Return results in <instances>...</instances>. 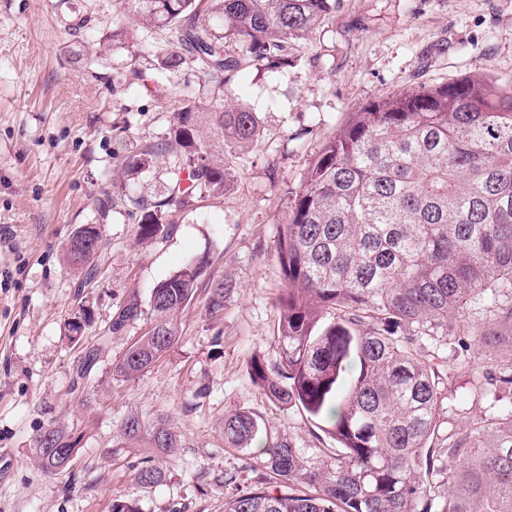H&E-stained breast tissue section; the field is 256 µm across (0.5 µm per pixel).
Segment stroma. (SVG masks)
Returning a JSON list of instances; mask_svg holds the SVG:
<instances>
[{"label": "stroma", "instance_id": "obj_1", "mask_svg": "<svg viewBox=\"0 0 512 512\" xmlns=\"http://www.w3.org/2000/svg\"><path fill=\"white\" fill-rule=\"evenodd\" d=\"M122 28L130 40L96 54ZM175 42L170 30L146 34L122 0H0V512H109L116 494L141 512H224V489L199 474L236 470L253 485L255 472L224 442V418L240 408L291 441L306 464L321 463L333 440L302 410L263 397L247 370L252 353L270 364L280 358L278 241L309 163L352 112L379 98L479 73L512 88V0H336L315 30L289 44L288 69L251 64L227 83L191 63L158 72V49ZM186 94L208 109L250 108L260 133L243 145L201 129L224 160L223 195L165 210L164 232L143 240L129 200L165 198L178 160L166 155L127 177L112 128L123 122L131 140L162 142ZM105 201L112 209L102 218ZM95 221L107 251L87 283L65 247ZM204 253L208 277L235 285L222 315L211 317L197 297L150 369L129 381L113 375L152 326L145 313L108 334L115 312L133 296L148 304L160 280ZM81 303L93 322L74 344L65 324ZM93 348L89 377L75 381ZM492 390L449 366L443 426H479ZM131 412L167 418L181 448L119 447ZM57 426L83 440L72 468L48 475L33 450ZM147 456L165 472L153 487L133 479Z\"/></svg>", "mask_w": 512, "mask_h": 512}]
</instances>
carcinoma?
Returning a JSON list of instances; mask_svg holds the SVG:
<instances>
[{"label":"carcinoma","instance_id":"obj_1","mask_svg":"<svg viewBox=\"0 0 512 512\" xmlns=\"http://www.w3.org/2000/svg\"><path fill=\"white\" fill-rule=\"evenodd\" d=\"M147 30L174 29L179 45L162 51L170 74L186 61L227 79L243 62L288 67V42L336 10V0H127ZM195 101L182 99L169 137L137 146L125 140L123 167L150 169L162 152L182 157L164 207L203 192L224 193V163L198 139ZM221 135L246 143L259 134L246 107L209 112ZM138 234L164 231L162 210L143 198ZM284 288L276 300L280 360L248 361L252 383L285 410L306 412L336 442L330 462L306 465L299 449L268 434L255 413L224 419V442L250 450L261 441L257 481L232 491L224 512H512V401L473 429L448 431L435 447L448 369L421 356L418 342L455 330L467 304L493 309L491 351H512V91L483 79L408 89L364 106L306 169L280 235ZM197 257L159 281L150 295L153 326L112 366L135 378L178 336L176 313L202 292L216 317L233 285L195 275ZM132 297L112 331L138 318ZM496 388L512 372L473 368ZM53 448H74L63 428ZM181 441L165 423L123 419L120 448L173 453ZM164 472L145 458L136 483Z\"/></svg>","mask_w":512,"mask_h":512}]
</instances>
